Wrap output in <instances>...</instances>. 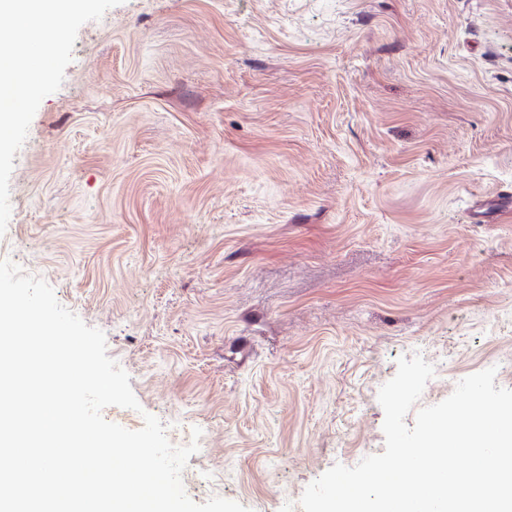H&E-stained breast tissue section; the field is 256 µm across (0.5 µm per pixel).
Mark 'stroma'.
Instances as JSON below:
<instances>
[{
	"instance_id": "35a3bbf8",
	"label": "stroma",
	"mask_w": 512,
	"mask_h": 512,
	"mask_svg": "<svg viewBox=\"0 0 512 512\" xmlns=\"http://www.w3.org/2000/svg\"><path fill=\"white\" fill-rule=\"evenodd\" d=\"M13 163L0 260L103 331L107 421L201 429L195 502L302 512L400 357L512 389V0H123Z\"/></svg>"
}]
</instances>
